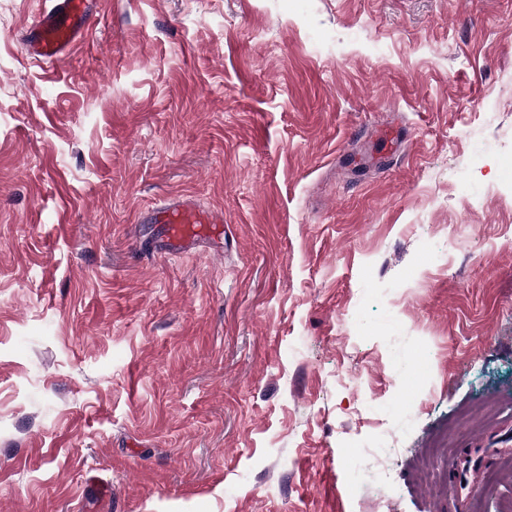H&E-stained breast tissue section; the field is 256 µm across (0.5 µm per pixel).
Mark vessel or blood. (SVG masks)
Returning <instances> with one entry per match:
<instances>
[{
  "label": "vessel or blood",
  "mask_w": 512,
  "mask_h": 512,
  "mask_svg": "<svg viewBox=\"0 0 512 512\" xmlns=\"http://www.w3.org/2000/svg\"><path fill=\"white\" fill-rule=\"evenodd\" d=\"M93 0H50L36 15L25 42L34 60L59 61L67 56L88 29ZM165 227L169 253L192 249L197 241L224 235V217L187 199L169 198L157 208Z\"/></svg>",
  "instance_id": "vessel-or-blood-1"
}]
</instances>
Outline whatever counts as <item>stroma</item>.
<instances>
[{"instance_id":"1","label":"stroma","mask_w":512,"mask_h":512,"mask_svg":"<svg viewBox=\"0 0 512 512\" xmlns=\"http://www.w3.org/2000/svg\"><path fill=\"white\" fill-rule=\"evenodd\" d=\"M44 3L0 0V512H512V0H96L40 63ZM174 197L223 254L160 252Z\"/></svg>"}]
</instances>
